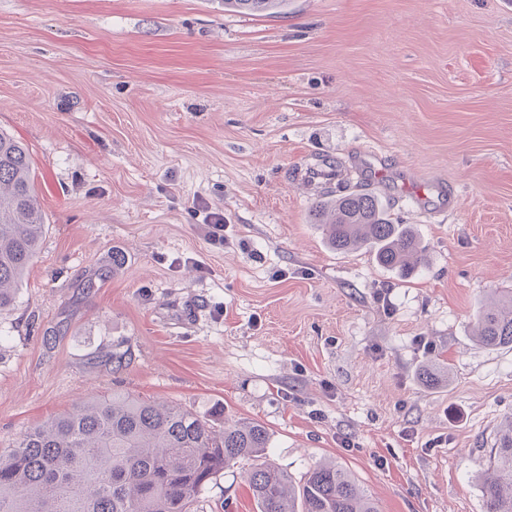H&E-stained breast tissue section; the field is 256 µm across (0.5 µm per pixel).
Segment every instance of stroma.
<instances>
[{"label":"stroma","mask_w":512,"mask_h":512,"mask_svg":"<svg viewBox=\"0 0 512 512\" xmlns=\"http://www.w3.org/2000/svg\"><path fill=\"white\" fill-rule=\"evenodd\" d=\"M0 129L47 224L0 316V448L118 390L257 420L293 479L336 462L380 512H482L512 416V347L473 339L512 286V0H0ZM326 164L429 268L327 245ZM249 469L198 512H257ZM289 0H224V8L264 14H287Z\"/></svg>","instance_id":"stroma-1"}]
</instances>
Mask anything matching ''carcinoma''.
I'll return each mask as SVG.
<instances>
[{"mask_svg":"<svg viewBox=\"0 0 512 512\" xmlns=\"http://www.w3.org/2000/svg\"><path fill=\"white\" fill-rule=\"evenodd\" d=\"M289 0H224V8L288 13ZM310 222L340 253L365 247L379 266L409 276L427 267L411 224H394L378 197L353 191L320 197ZM46 224L26 146L0 131V312L16 303ZM476 339L512 346V289L478 315ZM268 433L256 421L220 425L176 406L128 394L96 397L40 424L0 450V512H190L221 471L248 460L258 512H379L334 464L309 471L295 488L267 460ZM483 512H512V423L500 431L480 481Z\"/></svg>","mask_w":512,"mask_h":512,"instance_id":"carcinoma-1","label":"carcinoma"}]
</instances>
